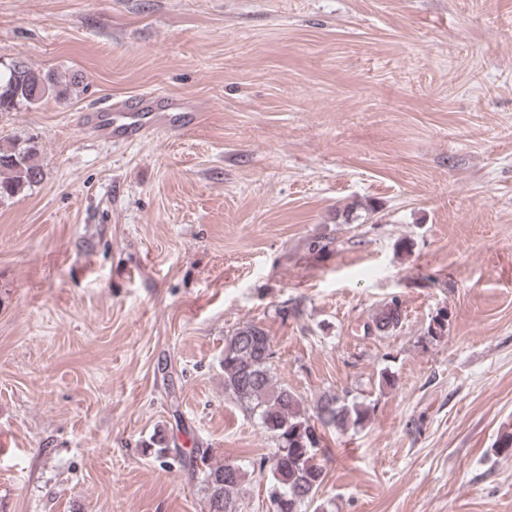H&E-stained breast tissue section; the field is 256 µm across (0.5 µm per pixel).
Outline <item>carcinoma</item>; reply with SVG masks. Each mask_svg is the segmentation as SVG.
Segmentation results:
<instances>
[{"label": "carcinoma", "mask_w": 512, "mask_h": 512, "mask_svg": "<svg viewBox=\"0 0 512 512\" xmlns=\"http://www.w3.org/2000/svg\"><path fill=\"white\" fill-rule=\"evenodd\" d=\"M59 81L24 61L0 69V112L40 103ZM44 177L40 148L32 139L20 141L0 137V199L26 193ZM403 311L392 300L380 306L366 325L367 332L388 335L401 328ZM428 336L440 338L448 332V315L431 319ZM274 351L267 332L245 323L224 339V394L248 415L257 419L274 444V452L252 466L270 474L269 488L278 493L273 512H309L317 502L326 473L321 457L328 453L326 434L345 433L364 426L371 407L349 398L348 393H324L307 409L294 390L276 381ZM185 467L198 471L207 494L208 512H240L243 466L228 473L225 464L210 463L206 453L181 459Z\"/></svg>", "instance_id": "carcinoma-1"}]
</instances>
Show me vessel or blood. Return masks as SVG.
I'll list each match as a JSON object with an SVG mask.
<instances>
[{
  "label": "vessel or blood",
  "mask_w": 512,
  "mask_h": 512,
  "mask_svg": "<svg viewBox=\"0 0 512 512\" xmlns=\"http://www.w3.org/2000/svg\"><path fill=\"white\" fill-rule=\"evenodd\" d=\"M183 106L181 100L148 101L126 112H94L84 115L82 123L99 135L119 141H134L151 132L174 126Z\"/></svg>",
  "instance_id": "b4317fda"
}]
</instances>
